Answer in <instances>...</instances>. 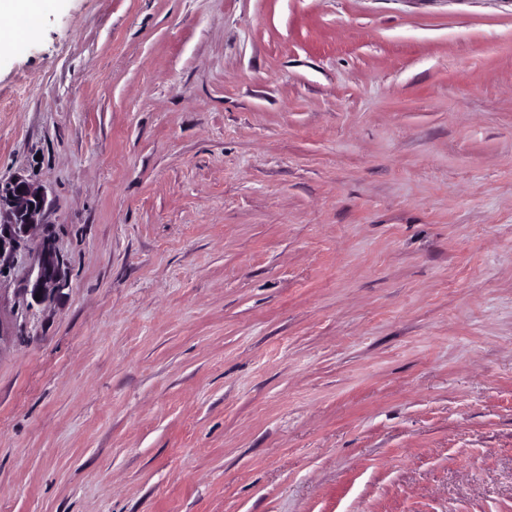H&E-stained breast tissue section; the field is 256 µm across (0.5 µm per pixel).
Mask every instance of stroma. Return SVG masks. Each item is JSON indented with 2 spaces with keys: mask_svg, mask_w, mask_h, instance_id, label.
I'll list each match as a JSON object with an SVG mask.
<instances>
[{
  "mask_svg": "<svg viewBox=\"0 0 512 512\" xmlns=\"http://www.w3.org/2000/svg\"><path fill=\"white\" fill-rule=\"evenodd\" d=\"M17 174L0 512H512V0H46ZM46 207L44 191L28 179L0 180V269L14 263L21 247L42 228L39 218ZM67 287L68 283L60 265L59 255L50 238L45 236L28 275L26 295L29 294L31 297L30 305L43 304ZM36 294H39V300H36Z\"/></svg>",
  "mask_w": 512,
  "mask_h": 512,
  "instance_id": "35a3bbf8",
  "label": "stroma"
}]
</instances>
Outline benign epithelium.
I'll return each mask as SVG.
<instances>
[{
  "instance_id": "obj_1",
  "label": "benign epithelium",
  "mask_w": 512,
  "mask_h": 512,
  "mask_svg": "<svg viewBox=\"0 0 512 512\" xmlns=\"http://www.w3.org/2000/svg\"><path fill=\"white\" fill-rule=\"evenodd\" d=\"M47 207L44 191L23 177L0 181V268L17 260L19 250L34 237ZM68 287L59 255L49 237H43L32 265L26 293L43 304Z\"/></svg>"
}]
</instances>
